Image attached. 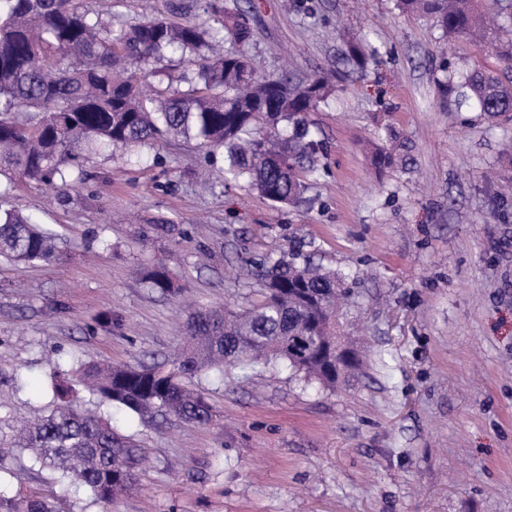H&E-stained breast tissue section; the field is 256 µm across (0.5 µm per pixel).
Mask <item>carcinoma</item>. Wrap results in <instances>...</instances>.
Returning a JSON list of instances; mask_svg holds the SVG:
<instances>
[{
    "label": "carcinoma",
    "mask_w": 512,
    "mask_h": 512,
    "mask_svg": "<svg viewBox=\"0 0 512 512\" xmlns=\"http://www.w3.org/2000/svg\"><path fill=\"white\" fill-rule=\"evenodd\" d=\"M397 8L435 16L443 34L496 42L485 22L488 0H396ZM243 22L204 29L156 15L114 29L82 0H0V175L66 181L65 169L104 147L154 148L168 137L224 149V181L253 189L274 205L297 203L300 173H316L318 143L310 119L333 92L322 74L296 81L257 73L245 51ZM233 39L239 50L226 53ZM181 51L187 89L150 94L155 64ZM344 58L363 67L375 57L364 39L346 43ZM448 111L467 105L492 122L512 121V80L494 71L458 68L441 84ZM374 155L380 169L405 163L389 133ZM55 234L16 210L0 211V259L49 262ZM260 299L242 312H196L188 322V351L161 366L86 365L70 355L56 364L54 408L34 422L0 432V448H23L53 471L63 490L83 488L99 502L129 490L141 464L139 448L112 425L115 412L141 419L157 414L206 424L207 397L185 380L203 372L260 362L283 364L324 388H336V306L344 275L298 262L296 254L255 263ZM149 287L173 293L163 268L144 272ZM82 388L107 404L105 415L79 408ZM0 512H52L35 493L0 495Z\"/></svg>",
    "instance_id": "obj_1"
}]
</instances>
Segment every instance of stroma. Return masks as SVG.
Returning <instances> with one entry per match:
<instances>
[{
	"label": "stroma",
	"mask_w": 512,
	"mask_h": 512,
	"mask_svg": "<svg viewBox=\"0 0 512 512\" xmlns=\"http://www.w3.org/2000/svg\"><path fill=\"white\" fill-rule=\"evenodd\" d=\"M132 26L158 14L217 26L205 0H86ZM266 76L328 72L313 113L318 174L297 206L225 184L221 150L171 139L144 155H91L68 183L0 179V210L57 234L49 263L0 260V426L52 403L58 359L170 364L195 311L249 306L261 256L294 251L345 273L339 322L357 377L323 389L281 368H231L196 385L210 423L172 416L115 426L141 448L135 487L112 503L63 494L62 512H512V124L452 112L444 66L503 69L494 48L447 40L394 0H237ZM377 63L342 60L343 33ZM392 125L406 167L377 171L364 148ZM164 267L178 294L143 280ZM18 448L0 492L52 493Z\"/></svg>",
	"instance_id": "1"
}]
</instances>
